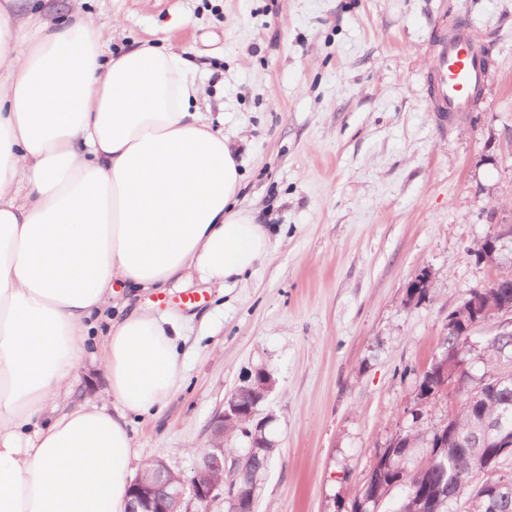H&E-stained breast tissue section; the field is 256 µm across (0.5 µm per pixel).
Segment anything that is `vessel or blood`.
Returning <instances> with one entry per match:
<instances>
[{
  "label": "vessel or blood",
  "instance_id": "vessel-or-blood-1",
  "mask_svg": "<svg viewBox=\"0 0 512 512\" xmlns=\"http://www.w3.org/2000/svg\"><path fill=\"white\" fill-rule=\"evenodd\" d=\"M477 41L476 32L463 19L455 24L451 35L438 37L430 93L432 109L440 115L449 116L472 108L473 92L484 74Z\"/></svg>",
  "mask_w": 512,
  "mask_h": 512
}]
</instances>
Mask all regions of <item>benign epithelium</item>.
<instances>
[{
	"mask_svg": "<svg viewBox=\"0 0 512 512\" xmlns=\"http://www.w3.org/2000/svg\"><path fill=\"white\" fill-rule=\"evenodd\" d=\"M504 311L493 298L482 296L472 297L464 306L457 310L453 318L455 322L467 323L474 328L478 325L501 320L500 334L507 336L512 332V321L501 319ZM433 363L442 366V390L447 392L459 386L463 366L459 365V351H443L441 357ZM250 377L243 379V386L236 394L252 392V401L240 403L237 399L224 402V410L219 412L211 422L210 436L206 447L200 452V458L194 469L193 476L185 478L177 476L166 462L156 458L146 462L150 477L145 480L137 474L130 486V502L128 512H196V505L204 503L212 506L217 502L236 501L243 492L235 487L224 484V470L238 468L243 457L227 458L224 453V425L236 418L245 419L250 428L246 429L250 438L251 448H274L265 435L268 419L260 417L261 404L273 387L271 378H266L255 387L248 386ZM479 456L482 457L483 468H492L496 459L512 449V430L501 420H481L476 435ZM478 499L486 504L488 512H499L501 500V484L487 480L477 488Z\"/></svg>",
	"mask_w": 512,
	"mask_h": 512,
	"instance_id": "benign-epithelium-1",
	"label": "benign epithelium"
}]
</instances>
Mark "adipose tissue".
I'll list each match as a JSON object with an SVG mask.
<instances>
[{"label": "adipose tissue", "instance_id": "1", "mask_svg": "<svg viewBox=\"0 0 512 512\" xmlns=\"http://www.w3.org/2000/svg\"><path fill=\"white\" fill-rule=\"evenodd\" d=\"M59 0H0V512H126L129 414L180 386L176 319L113 321L110 412L70 374L119 289L225 284L269 236L239 208L233 142L192 109L190 60Z\"/></svg>", "mask_w": 512, "mask_h": 512}]
</instances>
